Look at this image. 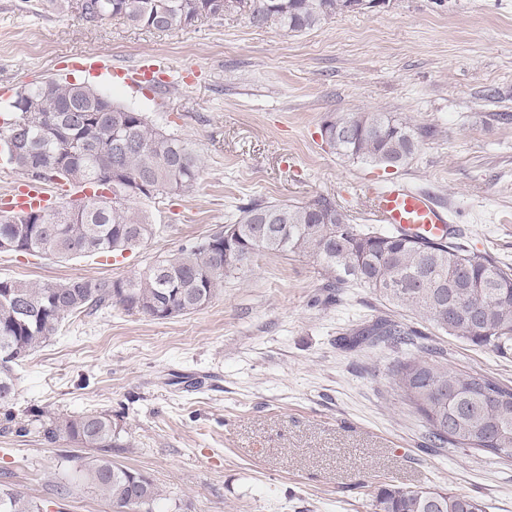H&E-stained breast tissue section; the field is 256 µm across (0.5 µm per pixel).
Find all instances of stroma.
I'll return each mask as SVG.
<instances>
[{
    "label": "stroma",
    "instance_id": "stroma-1",
    "mask_svg": "<svg viewBox=\"0 0 512 512\" xmlns=\"http://www.w3.org/2000/svg\"><path fill=\"white\" fill-rule=\"evenodd\" d=\"M107 55L91 74L82 54ZM152 55L174 70L128 86L121 70ZM53 76L86 82L189 141L202 159L189 192L133 201L153 237L114 258L0 254V278L130 279L232 223L253 199L332 200L368 223L364 186L406 181L453 212L456 241L512 266V0H389L286 33L246 12L160 32L120 19L89 24L60 0H0V101ZM357 112L401 116L418 133L409 164L332 152L323 121ZM320 264L262 253L202 309L164 321L115 304L65 320L16 369L0 415V483L48 512H115L63 471L97 451L47 443L34 412L108 414L114 463L162 490V512H374L381 483L437 485L512 512V460L435 448L403 402L391 367L412 347L355 342L377 318L417 329L450 365L512 386V354L440 333L370 289L328 292Z\"/></svg>",
    "mask_w": 512,
    "mask_h": 512
}]
</instances>
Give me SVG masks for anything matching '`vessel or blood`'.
I'll list each match as a JSON object with an SVG mask.
<instances>
[{
	"mask_svg": "<svg viewBox=\"0 0 512 512\" xmlns=\"http://www.w3.org/2000/svg\"><path fill=\"white\" fill-rule=\"evenodd\" d=\"M47 199L43 183L30 180L18 192L0 198V207L15 213L27 212L45 205ZM370 200L377 223L434 241L445 237L449 230L451 210L430 192L394 182L373 190Z\"/></svg>",
	"mask_w": 512,
	"mask_h": 512,
	"instance_id": "obj_1",
	"label": "vessel or blood"
}]
</instances>
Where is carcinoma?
Returning a JSON list of instances; mask_svg holds the SVG:
<instances>
[{"instance_id": "carcinoma-1", "label": "carcinoma", "mask_w": 512, "mask_h": 512, "mask_svg": "<svg viewBox=\"0 0 512 512\" xmlns=\"http://www.w3.org/2000/svg\"><path fill=\"white\" fill-rule=\"evenodd\" d=\"M250 20L300 33L336 16L342 0H245ZM86 22L107 18L161 32L224 16V0H85ZM17 113L25 153L15 170L60 186L110 187L115 206L97 196L60 202L46 217L0 210V241L13 253L68 260L120 255L149 239L154 228L133 211L137 198L187 192L196 183L201 159L193 145L153 128L142 112L116 104L86 83L53 77L21 90ZM323 142L349 159L402 167L416 149L410 123L385 112L329 118ZM234 261L224 258L222 233L155 261L139 277L102 280L76 277L34 283L0 278V407L15 398L14 367L57 335L62 323L114 303L154 320L196 312L224 287V279L245 270L259 253L315 259L330 288H370L395 308L416 312L436 330L506 356L512 350V267L459 243L419 242L400 232L380 233L353 224L330 199L269 202L254 199L239 208ZM361 335L392 348L414 344L423 333L379 318ZM416 345V344H414ZM399 359L391 374L406 404L420 416L437 448L483 451L512 459V386L478 371L461 370L431 344ZM44 439L67 437L104 455L87 463L91 485L119 508L161 512V493L146 475L105 455L120 447L112 418L90 413L42 423ZM376 512H485L473 497L446 487L378 488ZM0 512H46L40 501L0 484Z\"/></svg>"}]
</instances>
